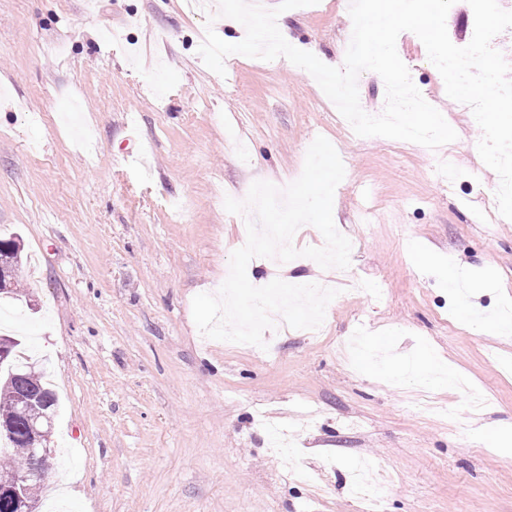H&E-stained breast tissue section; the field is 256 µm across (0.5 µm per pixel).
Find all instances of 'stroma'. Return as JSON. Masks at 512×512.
<instances>
[{"mask_svg": "<svg viewBox=\"0 0 512 512\" xmlns=\"http://www.w3.org/2000/svg\"><path fill=\"white\" fill-rule=\"evenodd\" d=\"M0 0V237L27 260L0 298L12 335L57 391L55 466L39 494L73 512H363L350 468L387 480L383 512H512V333L477 334L462 309L512 303V220L479 221L497 174L482 130L411 32L397 53L455 141L431 153L348 139L316 80L286 58L198 54L206 14L184 0ZM351 0L281 18L297 48L344 60ZM135 121L150 179L123 157ZM345 177L333 219L356 243L364 293L342 292L316 340L277 331L268 353L202 336L195 295L217 292L257 180L291 183L316 136ZM490 398L424 389L426 359ZM299 437L287 479L270 426Z\"/></svg>", "mask_w": 512, "mask_h": 512, "instance_id": "35a3bbf8", "label": "stroma"}]
</instances>
